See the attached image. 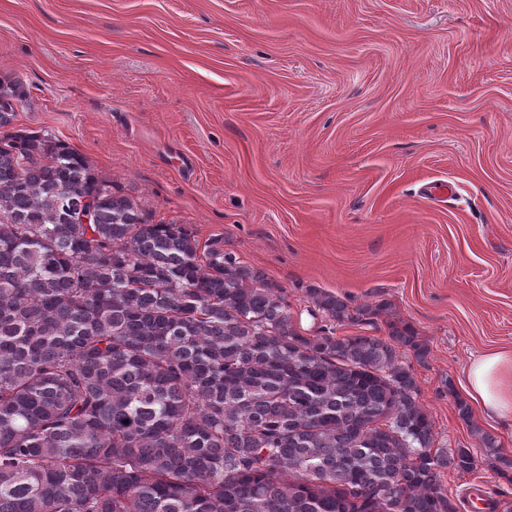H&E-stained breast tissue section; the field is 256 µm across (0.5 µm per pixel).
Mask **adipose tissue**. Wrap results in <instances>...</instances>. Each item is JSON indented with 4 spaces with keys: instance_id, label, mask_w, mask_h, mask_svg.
<instances>
[{
    "instance_id": "adipose-tissue-1",
    "label": "adipose tissue",
    "mask_w": 512,
    "mask_h": 512,
    "mask_svg": "<svg viewBox=\"0 0 512 512\" xmlns=\"http://www.w3.org/2000/svg\"><path fill=\"white\" fill-rule=\"evenodd\" d=\"M466 381L468 397L487 413L512 415V355L499 352L475 357Z\"/></svg>"
}]
</instances>
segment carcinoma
Here are the masks:
<instances>
[{
  "label": "carcinoma",
  "instance_id": "obj_1",
  "mask_svg": "<svg viewBox=\"0 0 512 512\" xmlns=\"http://www.w3.org/2000/svg\"><path fill=\"white\" fill-rule=\"evenodd\" d=\"M22 96L0 82V512H457L442 471L477 458L434 447L390 304L310 288L302 331L261 272L9 130Z\"/></svg>",
  "mask_w": 512,
  "mask_h": 512
}]
</instances>
